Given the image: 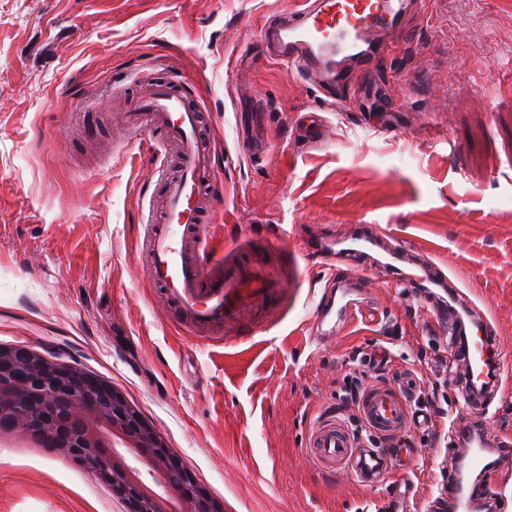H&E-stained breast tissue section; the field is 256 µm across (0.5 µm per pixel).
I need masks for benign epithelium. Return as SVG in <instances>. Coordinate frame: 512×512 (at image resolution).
Listing matches in <instances>:
<instances>
[{"label":"benign epithelium","instance_id":"benign-epithelium-1","mask_svg":"<svg viewBox=\"0 0 512 512\" xmlns=\"http://www.w3.org/2000/svg\"><path fill=\"white\" fill-rule=\"evenodd\" d=\"M81 408L72 427L71 410ZM0 429L33 432L60 456L92 471L124 498L129 512H223V506L186 470L162 436L126 398L83 368L30 350L20 356L0 345ZM125 443L124 450L114 441ZM137 457L156 482L172 473L177 484L158 493L127 456Z\"/></svg>","mask_w":512,"mask_h":512}]
</instances>
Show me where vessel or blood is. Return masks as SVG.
Wrapping results in <instances>:
<instances>
[{
    "label": "vessel or blood",
    "instance_id": "b4317fda",
    "mask_svg": "<svg viewBox=\"0 0 512 512\" xmlns=\"http://www.w3.org/2000/svg\"><path fill=\"white\" fill-rule=\"evenodd\" d=\"M417 4L418 0H297L286 15L267 25L263 55L285 63L291 73L333 87L346 80L348 66L362 67L384 57L391 37L402 30ZM149 130L163 131L176 149L177 170L164 180L159 221L151 227L145 251L150 280L162 290L170 321L204 339L239 324L244 313L262 317L275 288L265 269L258 264L242 266L236 245L225 247L222 256H209L207 239L200 232L217 199L209 192L215 176L199 112L168 84L146 83L126 116V131L129 139L138 141ZM414 281L434 324L448 331L450 354L467 369L466 390L482 386L495 337L484 331L471 335L476 318L457 295H449L442 305L431 299L438 280L418 275ZM362 305L346 288L341 298L330 297L317 305L315 320L320 325L329 320L342 324ZM419 390L408 374L366 383L360 416L370 440L356 444L341 421L324 417L313 427L307 460L329 473L347 468L365 486L386 484L392 494H400L402 486L392 476L397 468L410 467L412 452L393 447L392 442L419 424L412 409ZM466 406V423L451 427L450 445L460 467L439 489L444 512H484L497 502L485 476L512 471V440L488 430L481 401L471 397Z\"/></svg>",
    "mask_w": 512,
    "mask_h": 512
}]
</instances>
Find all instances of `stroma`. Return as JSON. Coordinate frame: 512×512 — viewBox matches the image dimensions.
Listing matches in <instances>:
<instances>
[{
  "instance_id": "obj_1",
  "label": "stroma",
  "mask_w": 512,
  "mask_h": 512,
  "mask_svg": "<svg viewBox=\"0 0 512 512\" xmlns=\"http://www.w3.org/2000/svg\"><path fill=\"white\" fill-rule=\"evenodd\" d=\"M292 0H0V344L97 375L137 408L224 512H357L384 489L306 459L325 406L372 371L445 387L416 408L462 411V369L443 330L394 270L315 252L358 228L414 251L497 338L491 428L512 436V0H424L385 60L334 95L261 59ZM173 79L199 107L224 203L214 251L243 246L281 288L263 323L199 341L170 323L139 263L161 185L150 146L121 111L140 81ZM324 119L307 144L300 118ZM259 138L266 149L243 153ZM366 273L369 313L309 341L329 277ZM406 512H430L455 456L442 431L412 429ZM0 512H128L86 468L0 431Z\"/></svg>"
}]
</instances>
